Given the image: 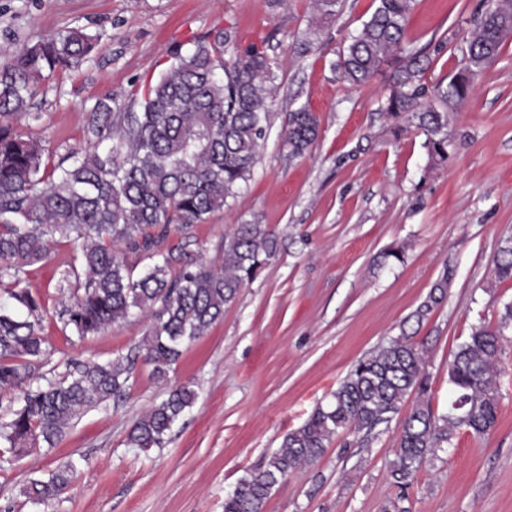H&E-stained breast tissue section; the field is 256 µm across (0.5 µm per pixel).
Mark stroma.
<instances>
[{
	"label": "stroma",
	"instance_id": "1",
	"mask_svg": "<svg viewBox=\"0 0 512 512\" xmlns=\"http://www.w3.org/2000/svg\"><path fill=\"white\" fill-rule=\"evenodd\" d=\"M376 0H339L319 18L312 0H0V63L17 48L74 26L95 36L91 56L47 80L19 130L58 161L83 143L86 114L99 101L128 104L179 46L222 33L224 56L257 46L277 68L271 125L246 189L192 229L193 253L220 265L237 224H266L279 250L241 288L223 317L185 343L166 378L137 363L126 398L85 411L54 447L21 453L0 444V512H224L239 479L277 450L326 400L354 362L401 332L429 347L432 405H448V363L479 325H496L512 281L494 265L512 236V37L473 79L470 97L448 115L450 160L433 165L417 129L395 134L382 106L388 77L363 87L334 68ZM486 0H415L406 45L429 57L427 84L464 64V33ZM442 54H434L438 42ZM305 108L319 121L308 153L289 158L281 128ZM402 248L403 262L383 260ZM74 249L54 243L21 280L0 278V306L27 288L45 313L48 355L39 372L61 376L73 359L106 362L141 347L137 315L94 336H76L57 316L71 297L61 275ZM451 268L445 301L427 320L409 317ZM496 428L478 438L455 431L448 448L420 468L409 512H512V330L500 363ZM187 387L191 408L163 447L126 442L132 421ZM397 436L343 433L315 463L288 475L263 512H383L397 498L388 476ZM70 466L71 487L49 503L30 499V480Z\"/></svg>",
	"mask_w": 512,
	"mask_h": 512
}]
</instances>
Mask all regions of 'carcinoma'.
Returning a JSON list of instances; mask_svg holds the SVG:
<instances>
[{"label": "carcinoma", "instance_id": "obj_1", "mask_svg": "<svg viewBox=\"0 0 512 512\" xmlns=\"http://www.w3.org/2000/svg\"><path fill=\"white\" fill-rule=\"evenodd\" d=\"M413 0H378L360 33L351 38L334 68L353 86H364L384 69L392 84L384 106L403 132L417 123L432 162L448 161V113L464 102L472 82L452 76L447 83L423 82L425 60L404 47ZM512 33V0H490L467 38L469 78L493 62ZM94 36L70 28L21 48L0 65V274L16 278L47 261L51 243L65 240L75 250L74 266L62 275L75 281L70 304L59 319L80 337L96 335L138 312L149 318L144 360L163 378L181 347L204 335L224 315L240 289L256 279L277 253L279 240L265 224H237L224 238L220 267L187 250L191 228L224 208L247 186L270 127L273 61L257 49L224 59L223 34L198 39L187 52L149 81L141 111L109 99L86 117L85 143L53 165L42 143L24 135L16 121L29 109L42 84L57 71L82 64ZM319 126L306 109L288 113L282 131L288 157L300 158L317 139ZM184 246L161 249L170 227ZM143 254L150 263L139 273L119 250ZM452 270L442 276L412 313L420 324L446 298ZM495 277L512 279V237L499 249ZM26 309L19 317L0 308V391L17 389L21 404L0 424V442L22 449L44 442L52 447L86 410L124 395L139 354L107 362L75 360L60 380L34 383L45 355L42 306L27 289L11 293ZM512 325V303L495 327L480 326L460 343L448 363L450 397L446 411L431 405L429 348L409 335L391 338L358 359L300 427L289 431L263 466L242 477L224 499V512H262L275 486L289 473L312 464L340 433H372L398 420L389 475L399 496L385 512H408L402 503L417 482L422 464L465 428L485 436L498 418V384L504 330ZM415 401L406 414L402 406ZM185 387L169 392L134 421L127 435L133 448H161L174 423L195 401ZM68 469L33 479L26 493L34 500L60 495Z\"/></svg>", "mask_w": 512, "mask_h": 512}]
</instances>
